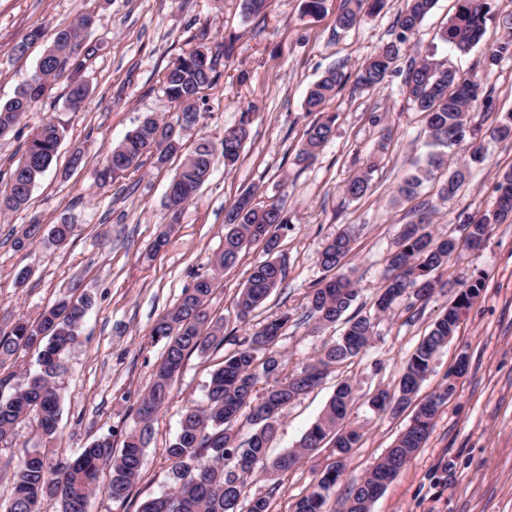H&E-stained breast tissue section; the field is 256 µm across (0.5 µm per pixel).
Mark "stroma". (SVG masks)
Here are the masks:
<instances>
[{
	"label": "stroma",
	"instance_id": "stroma-1",
	"mask_svg": "<svg viewBox=\"0 0 512 512\" xmlns=\"http://www.w3.org/2000/svg\"><path fill=\"white\" fill-rule=\"evenodd\" d=\"M303 5L304 0H272L264 14L247 19L241 0H0L1 102L33 72L44 50L39 43L25 57L14 54L15 43L30 29L39 26L50 34L90 12L95 23L85 40L100 46L82 73L92 93L81 108L70 109L66 83L58 81L0 138L1 189L35 128L51 119L67 127L58 156L35 185L28 207L0 215V328L20 316H35L76 280L94 299L59 378L61 418L57 439L46 448L48 456H73L103 435L121 445L162 354L150 328L196 275L211 272L224 245L225 210L244 190L283 206L288 225L279 232L278 254L286 279L248 322H238L234 298L251 266L266 258L262 247L252 246L235 267L219 275L208 302L212 316L225 318L226 329L240 339L289 313L288 329L277 347L289 370L300 369L339 334L335 328L312 333L305 320L306 295L326 275L317 261L319 251L347 228L355 242L343 271L364 312H371L385 284V259L416 207L417 200L400 199L397 188L428 152L424 122L403 91L414 57L477 72L488 99L472 118L486 138L484 163L472 168L450 199L438 197L435 180L419 191L418 200L435 207L433 235H445L467 217L492 209L498 174L512 168V142L488 137L512 112V59L489 66L485 56L488 46L505 34L502 21L512 16V0H491L484 39L466 53L440 41L453 0H437L417 34L401 44L385 84L366 89L350 81L326 102L325 113L335 118L334 134L307 165L297 164L295 154L317 119L302 108L310 85L337 64L355 72L378 47L396 41L399 30L398 0H388L380 12L362 13L349 30L336 24L345 0H323L314 15L306 14ZM227 38L234 41L233 52L218 58L219 78L206 90L200 120L184 142L201 137L220 142L248 105L259 110L236 166L230 171L216 166L173 225L166 193L183 155L161 166L145 161L139 171L107 182L100 178L104 157L145 116L175 120V107L161 87L165 68L183 50L213 48ZM77 149L85 163L72 169L68 161ZM370 165L375 168L370 191L359 199L346 196V180ZM64 216L78 226L67 247L39 242L15 250L22 225L34 220L54 224ZM164 229L167 245L151 253V242ZM26 266L32 276L16 285L17 271ZM437 277L439 284L427 302H404L379 316L366 352L331 368L319 387L285 411L269 453L275 456L296 446L337 383L346 380L355 391L351 418L362 426L364 437L346 460L342 482L350 484L368 473L413 415L409 408L373 411L368 398L379 390L396 392L413 349L462 287L479 277V297L436 354L416 395L420 401L443 391L449 397L426 443L386 486L371 512H512V222L490 225L480 248L460 246ZM227 351L223 345L186 360L170 400L152 422L143 470L130 496L112 501L106 491L111 472L103 470L88 512H138L145 500L169 492L165 450L179 430L185 403H205L211 374ZM335 460L331 449L321 448L288 471L278 489L255 477L246 493L268 496L269 512H293L296 501Z\"/></svg>",
	"mask_w": 512,
	"mask_h": 512
}]
</instances>
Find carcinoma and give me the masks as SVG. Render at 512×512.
Listing matches in <instances>:
<instances>
[{
    "label": "carcinoma",
    "instance_id": "1",
    "mask_svg": "<svg viewBox=\"0 0 512 512\" xmlns=\"http://www.w3.org/2000/svg\"><path fill=\"white\" fill-rule=\"evenodd\" d=\"M385 0H346V8L338 16L343 29L356 25L364 11H378ZM436 0H403L396 25L399 41L415 33L421 21L434 8ZM488 0H453V14L439 34L442 42L467 53L477 46L485 34ZM93 24L85 15L76 24L56 30L51 45L40 56L34 72L15 90L14 96L0 102V136L8 134L45 95L50 81L69 78L67 98L71 109L80 108L90 94L88 83L74 79L98 47L82 45L81 32ZM508 33L488 51L487 64L496 65L512 58V22ZM43 37L36 27L14 46V53L23 56ZM400 49L390 42L367 58L355 75L333 68L309 90L305 110L320 112L324 104L350 78L358 85L374 88L386 82ZM216 81L215 54L205 47H192L169 65L162 77L168 99L176 107V120L167 122L148 115L131 130L125 139L106 155L112 176L137 171L143 158L151 157L162 165L171 156L184 150L187 125L199 120V103L204 92ZM405 93L425 123L430 152L423 165L414 166L398 188L400 198L409 200L418 194L423 183L447 173L440 184L438 196L455 195L465 184L468 167L448 169V149L466 145L469 160L480 164L485 160L484 138L476 137L471 127L472 113L487 102L482 96L481 78L476 73L457 69L423 58L409 65L404 78ZM255 107L241 113L237 126L224 131L220 143L201 138L193 143L170 183L173 198L166 206L178 203L184 207L194 199L210 177L217 162L226 167L236 164L248 137ZM334 118L319 119L306 133L296 154L301 163H311L333 134ZM493 141H512V112L491 131ZM65 138V127L52 120L36 128L17 166L10 171L5 190L0 191V213L17 211L31 198L36 182L52 165ZM373 167L349 178L344 192L352 198L364 196L371 185ZM495 208L472 217L460 225L459 232L436 237L430 231L435 206L428 201L414 211V220L404 225L397 249L386 259L382 292L374 302L376 313H387L406 297L428 300L435 288V272L448 262L463 243L480 247L489 225L501 223L512 215V168L504 171L496 184ZM254 192L242 193L225 210L224 249L215 257L217 271L236 266L241 253L253 245L262 246L269 259L250 269L246 284L234 300V314L243 322L258 309L268 295L285 279L286 267L273 257L279 246L278 231L288 224L282 205L277 201L257 202ZM76 225L66 217L56 224H25L14 240L22 250L43 240L56 247L70 243ZM353 232L345 230L327 242L318 254L321 267L331 273L317 282L307 295L306 318L318 331L338 322L345 330L336 341L324 345L312 362L297 372H285L286 359L275 348L290 316L282 314L261 330L245 337L224 364L213 372L208 386L206 405L185 406L180 428L174 441L166 448L171 460V491L161 497L144 501L139 512H269L264 497L247 498V480L259 473L268 481L279 482L280 476L295 467L303 457L328 446L337 461L327 468L316 485L300 498L294 512H370L371 503L396 477L404 465L426 442L439 408L448 398L447 388L419 403L414 414L371 474L354 481L328 504L344 472V462L362 439L361 428L348 418L352 387L343 381L312 424L298 446L280 456L267 458L269 442L274 437L279 418L300 396L317 387L330 367L341 364L364 352L374 332L370 314L346 312L357 299L351 280L339 273L352 249ZM215 286L214 275L196 277L190 288L182 291L177 303L161 315L150 331L152 341L164 342L161 360L156 366L148 391L136 409V426L114 448L111 437L93 440L75 458L52 459L34 451L26 454L16 466L5 512H39L42 501L56 499L60 512H87L88 500L95 490L100 471L108 466L111 478L107 493L116 501L128 498L138 481L144 464L145 448L152 434V421L158 410L170 399L176 378L186 359L194 352L203 354L224 344L223 318H214L208 310V299ZM483 287L478 278L463 288L448 309L433 323L410 356L400 380L398 395L379 391L368 400L378 412L399 409L412 403L420 383L430 370L436 353L448 344L458 328L462 314L468 311ZM79 285L69 287L68 294L44 307L34 318L21 317L8 330L0 329V368L17 359L23 351L37 355V370L22 387L11 385L10 378L0 377V444L11 440L15 426L31 419L35 431L43 439L55 437L60 416L61 396L58 378L65 369L71 348L77 343L79 329L93 299L78 293ZM267 387L258 393L257 386ZM248 428V437L240 430Z\"/></svg>",
    "mask_w": 512,
    "mask_h": 512
}]
</instances>
